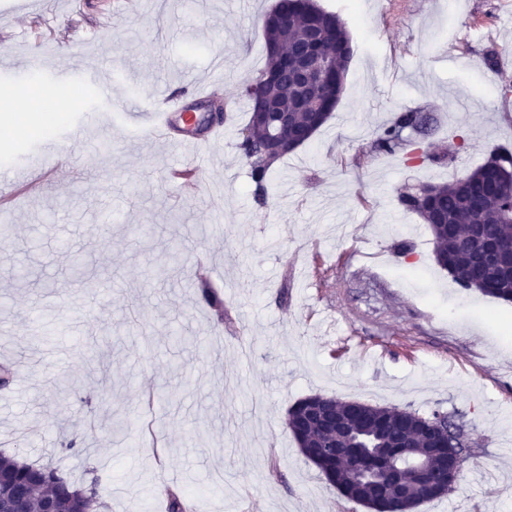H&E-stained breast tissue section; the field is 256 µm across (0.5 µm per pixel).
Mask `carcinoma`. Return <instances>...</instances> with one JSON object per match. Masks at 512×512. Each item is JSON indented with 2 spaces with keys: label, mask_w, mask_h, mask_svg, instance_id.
Returning a JSON list of instances; mask_svg holds the SVG:
<instances>
[{
  "label": "carcinoma",
  "mask_w": 512,
  "mask_h": 512,
  "mask_svg": "<svg viewBox=\"0 0 512 512\" xmlns=\"http://www.w3.org/2000/svg\"><path fill=\"white\" fill-rule=\"evenodd\" d=\"M288 11V27L271 24L262 30L265 44L280 41L296 49L304 44L305 22L312 18L321 24L327 52L342 71H347L353 57V46L344 23L334 13L321 8L316 0H278L272 13ZM328 118L311 121L306 114L296 115L294 125L305 133L309 141ZM418 123L413 112H403L395 121L382 128L374 147L377 151L394 154L404 148L397 140L399 130ZM247 127L257 129L249 139L237 143V150L251 166V178L260 192L266 190L267 174L272 162L263 158L265 132L270 124L250 115ZM502 165L491 174L487 166L476 168L466 177L437 185L438 204L446 224L432 223L426 205L407 195L402 198L405 209L424 218L435 242L437 263L453 277L464 290L475 289L494 299L512 302V277L482 267L480 250L486 241L512 244V221L501 216L508 206L512 192V152L499 149ZM483 224L474 236L467 232H453L451 228L467 224L475 218ZM310 407L331 410L336 414V431L323 433L310 430L305 411ZM288 430L311 433L308 445L299 447L300 453L312 462L321 474L331 473L328 482L339 488L354 485L350 501L360 503L359 495L390 494L401 489L406 502L398 505L401 512H413L421 504L438 498L429 487L428 474L440 466L441 453L437 449L438 436L448 426V416L440 411L421 415L397 407L368 404L356 410L352 402L334 396L306 397L288 410ZM333 448V455L318 461L316 452L323 446ZM348 456L357 459L359 470L346 474L336 471L335 459ZM98 478L83 487L62 476L50 466H40L0 455V500H11L20 491L25 498V512H42L45 500L55 502L57 512H98L101 502L97 492Z\"/></svg>",
  "instance_id": "1"
}]
</instances>
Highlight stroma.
<instances>
[{
  "label": "stroma",
  "instance_id": "1",
  "mask_svg": "<svg viewBox=\"0 0 512 512\" xmlns=\"http://www.w3.org/2000/svg\"><path fill=\"white\" fill-rule=\"evenodd\" d=\"M276 2L50 0L33 13L0 0V54L15 58L0 97L22 91L52 41L44 83L69 91L67 113L106 80L138 112L139 88L187 99L194 81L233 106L205 166L119 116L105 154L63 139L61 122L0 138V166H34L49 141L59 160L12 193L0 237V452L77 484L98 473L103 512H167L171 492L196 512H368L286 427L297 400L322 394L463 425L479 471L416 512H512V303L460 288L400 201L512 150V0H317L354 56L332 116L272 164L260 201L236 148L250 117L240 94L265 65ZM409 111L426 118L431 157L374 151ZM108 206L120 217L99 227ZM78 255L109 297L70 282ZM178 332L199 346L173 345ZM160 384L170 401L150 400Z\"/></svg>",
  "mask_w": 512,
  "mask_h": 512
}]
</instances>
